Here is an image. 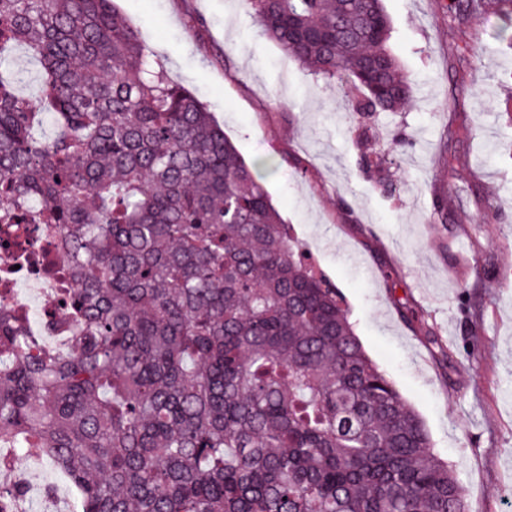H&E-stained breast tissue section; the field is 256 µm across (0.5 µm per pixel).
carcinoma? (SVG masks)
<instances>
[{
	"instance_id": "carcinoma-1",
	"label": "carcinoma",
	"mask_w": 512,
	"mask_h": 512,
	"mask_svg": "<svg viewBox=\"0 0 512 512\" xmlns=\"http://www.w3.org/2000/svg\"><path fill=\"white\" fill-rule=\"evenodd\" d=\"M247 2L356 111L409 99L383 0ZM482 7L454 0V23ZM14 43L44 111L0 76V220L41 202L80 322L46 352L0 309V447L38 449L81 512H468L257 168L115 0H0V54Z\"/></svg>"
}]
</instances>
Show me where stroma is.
Instances as JSON below:
<instances>
[{
	"mask_svg": "<svg viewBox=\"0 0 512 512\" xmlns=\"http://www.w3.org/2000/svg\"><path fill=\"white\" fill-rule=\"evenodd\" d=\"M450 3L384 0L413 100L364 116L344 83L267 38L246 0H118L245 161L276 162L264 180L272 202L454 466L469 512H512V31L501 30L497 0L460 28ZM0 73L25 95L41 80L19 45ZM450 125L466 159L453 173L441 162ZM364 154L384 157L383 170H365ZM471 257L478 271L457 273Z\"/></svg>",
	"mask_w": 512,
	"mask_h": 512,
	"instance_id": "35a3bbf8",
	"label": "stroma"
}]
</instances>
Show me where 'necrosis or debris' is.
Instances as JSON below:
<instances>
[{
  "label": "necrosis or debris",
  "instance_id": "4bbe7bcc",
  "mask_svg": "<svg viewBox=\"0 0 512 512\" xmlns=\"http://www.w3.org/2000/svg\"><path fill=\"white\" fill-rule=\"evenodd\" d=\"M65 265L56 227L22 224L13 233L0 232V305L35 320L43 335H66L76 318Z\"/></svg>",
  "mask_w": 512,
  "mask_h": 512
}]
</instances>
